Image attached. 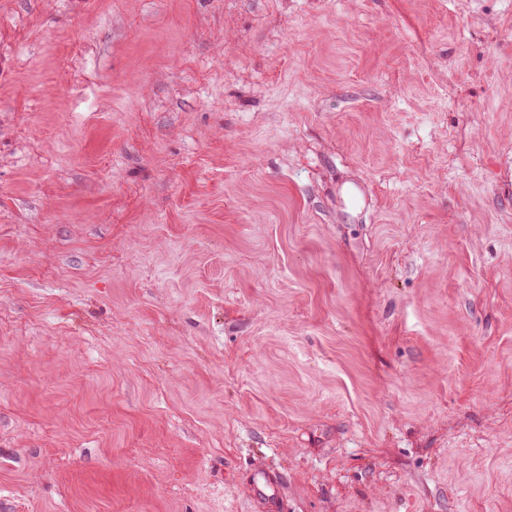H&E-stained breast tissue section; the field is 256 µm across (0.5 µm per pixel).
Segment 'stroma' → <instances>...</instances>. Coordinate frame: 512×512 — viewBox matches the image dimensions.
<instances>
[{
    "mask_svg": "<svg viewBox=\"0 0 512 512\" xmlns=\"http://www.w3.org/2000/svg\"><path fill=\"white\" fill-rule=\"evenodd\" d=\"M0 512H512V0H0Z\"/></svg>",
    "mask_w": 512,
    "mask_h": 512,
    "instance_id": "35a3bbf8",
    "label": "stroma"
}]
</instances>
